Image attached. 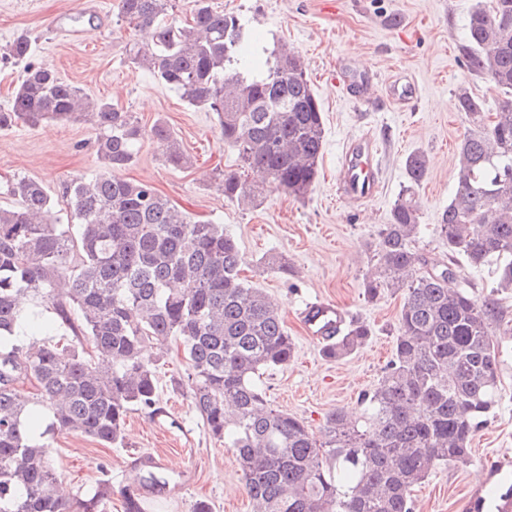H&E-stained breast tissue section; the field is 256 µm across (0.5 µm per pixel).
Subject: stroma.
Wrapping results in <instances>:
<instances>
[{"label":"stroma","instance_id":"stroma-1","mask_svg":"<svg viewBox=\"0 0 512 512\" xmlns=\"http://www.w3.org/2000/svg\"><path fill=\"white\" fill-rule=\"evenodd\" d=\"M478 0H210L218 11L238 15L253 35L252 49L265 58L285 42L302 56L321 104L325 145L319 177L307 197L267 192L253 207L225 198V172L238 169L235 151L225 147L215 113L190 106L181 95L132 64V34L117 16L118 0H0V109L26 65H48L92 97L118 104L142 125L161 119L175 132L191 164L174 168L164 144L144 140L124 178L152 183L193 217L224 225L246 258L242 272L250 284L274 297L295 341L288 366L267 372L263 387L273 408L320 429L328 413L360 412V395L377 383L393 350L400 294L385 293L375 303L363 296L362 282L374 270L368 248L406 183L404 161L419 151L427 173L417 189L425 225L417 245L431 256L446 254L434 232L453 196L457 146L467 125L454 107V92L469 83L475 95L496 106L499 94L474 78L458 52L465 20ZM27 36L34 52L28 63L5 49ZM374 76L382 108L362 112L344 92L342 70ZM397 80L415 83L418 101L410 108L387 100ZM371 134L379 150L381 192L369 202L336 192L346 143ZM95 131L82 122L17 124L0 131V186L19 177L40 181L55 205L53 218L65 224L70 212L65 183L97 173L101 162ZM285 256L290 270L279 272L272 257ZM320 298L346 309L373 330L371 341L352 355L329 360L308 336L300 306ZM185 373L182 356L170 355L159 375L163 412H131L125 445L106 448L74 433L56 435L55 461L71 489L111 477V512H124L121 490L133 456L155 455L177 489L144 490L153 512H192L196 499L214 512H252L236 457L210 437L189 399L173 381ZM499 391L486 425L471 444L467 463L440 466L413 492L414 512H467L489 490L494 476L512 482V337L498 355ZM482 482H475V475Z\"/></svg>","mask_w":512,"mask_h":512}]
</instances>
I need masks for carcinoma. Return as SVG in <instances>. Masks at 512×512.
<instances>
[{
  "mask_svg": "<svg viewBox=\"0 0 512 512\" xmlns=\"http://www.w3.org/2000/svg\"><path fill=\"white\" fill-rule=\"evenodd\" d=\"M175 0H119L118 15L147 40L131 62L188 104L217 115L224 145L243 171L223 175L224 197L255 205L267 191L300 200L322 157L321 104L297 51L282 45L263 65L240 57L248 32L240 18L194 0L190 21ZM30 40L8 46L31 56ZM460 54L469 73L503 95L499 111L470 86L454 93L468 123L457 150L456 188L434 230L448 245L435 259L416 247L423 230L416 187L421 152L404 162L408 185L374 243L377 273L362 282L374 303L403 293L390 361L364 393L362 420L331 412L316 434L302 419L270 406L259 384L287 365L295 342L278 305L241 277L246 264L222 224L195 219L152 184L120 176L146 138L166 143L167 162L190 163L166 122L150 128L114 104L94 99L44 66H28L0 130L21 122H84L97 133L101 169L71 179L63 195L79 226L56 224L53 200L32 178H17L0 207V512H105L112 481L66 492L53 456L60 432L106 448L124 446L133 410L161 414L158 370L170 346L183 353L186 391L208 434L233 449L253 512H413V491L443 463H465L498 390L494 326L498 302L470 283L448 289L461 263L495 265V284L512 290V0H488L469 13ZM264 171L256 186L244 170ZM71 331L50 343L23 342L44 328L32 304ZM373 331L355 321L323 356L346 357ZM36 383L24 393L21 384ZM135 481L168 485L145 465Z\"/></svg>",
  "mask_w": 512,
  "mask_h": 512,
  "instance_id": "1",
  "label": "carcinoma"
}]
</instances>
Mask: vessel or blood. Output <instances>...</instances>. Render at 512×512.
<instances>
[{
    "instance_id": "obj_1",
    "label": "vessel or blood",
    "mask_w": 512,
    "mask_h": 512,
    "mask_svg": "<svg viewBox=\"0 0 512 512\" xmlns=\"http://www.w3.org/2000/svg\"><path fill=\"white\" fill-rule=\"evenodd\" d=\"M346 90L359 106L372 108V77L361 74L347 80ZM376 154V143L370 136L350 140L345 155L346 169L340 185L341 195L361 201L375 198L379 190ZM300 315L309 336L321 344L328 342L330 333L345 324L347 317L344 308L321 299L306 302Z\"/></svg>"
}]
</instances>
